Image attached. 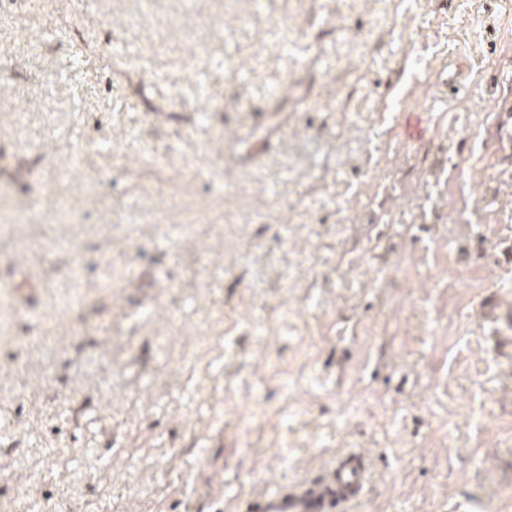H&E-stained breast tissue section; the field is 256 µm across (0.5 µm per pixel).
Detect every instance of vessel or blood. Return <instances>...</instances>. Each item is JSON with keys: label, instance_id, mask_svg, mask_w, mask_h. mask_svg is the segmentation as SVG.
<instances>
[{"label": "vessel or blood", "instance_id": "obj_1", "mask_svg": "<svg viewBox=\"0 0 512 512\" xmlns=\"http://www.w3.org/2000/svg\"><path fill=\"white\" fill-rule=\"evenodd\" d=\"M366 455L356 450L337 454L320 476L295 485H272L238 501L234 512H352L362 503L370 483Z\"/></svg>", "mask_w": 512, "mask_h": 512}]
</instances>
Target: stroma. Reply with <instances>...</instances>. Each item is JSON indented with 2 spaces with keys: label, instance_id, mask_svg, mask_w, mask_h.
I'll return each mask as SVG.
<instances>
[{
  "label": "stroma",
  "instance_id": "obj_1",
  "mask_svg": "<svg viewBox=\"0 0 512 512\" xmlns=\"http://www.w3.org/2000/svg\"><path fill=\"white\" fill-rule=\"evenodd\" d=\"M0 178V512H512V0H0ZM366 455L343 451L323 468L320 476L296 485H271L262 493L240 500L235 512H352L362 503L370 483Z\"/></svg>",
  "mask_w": 512,
  "mask_h": 512
}]
</instances>
